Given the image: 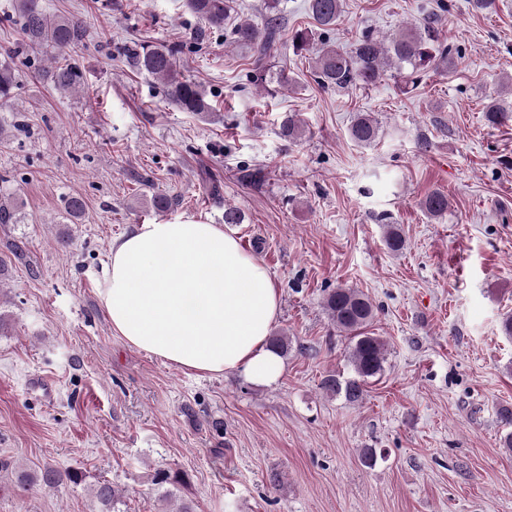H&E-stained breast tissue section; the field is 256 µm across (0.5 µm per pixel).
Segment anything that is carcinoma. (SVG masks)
Returning <instances> with one entry per match:
<instances>
[{
    "instance_id": "obj_1",
    "label": "carcinoma",
    "mask_w": 512,
    "mask_h": 512,
    "mask_svg": "<svg viewBox=\"0 0 512 512\" xmlns=\"http://www.w3.org/2000/svg\"><path fill=\"white\" fill-rule=\"evenodd\" d=\"M280 0H268L261 25L249 20L240 21L230 29L229 35L236 45L252 51L253 79L267 81V62L280 30ZM187 7L211 29L225 28L236 12L234 0H187ZM16 13L20 29L28 42L42 48L57 49L62 55L53 59L45 70V77L63 92H77L83 84L82 73L73 54L84 47L82 21L77 18L54 19L47 15L40 0H17ZM308 10L316 26L327 33L334 30L341 16V0H308ZM460 50L437 37L433 22L428 20L420 27L403 28L385 38L370 32L362 34L349 52H344L324 40L316 49L314 73L323 87L348 88L373 86L387 75L399 76L405 85L416 88L423 74L428 71H451ZM178 49L167 45H145L135 51L137 67L153 76L163 87L165 96L182 112L203 116L211 111L210 104L200 85L185 79L177 64ZM17 81L11 63H0V102L7 103L15 96ZM484 112L492 126L512 122V105L496 97L488 99ZM380 135L378 121L368 113H360L349 127V136L357 144L371 145ZM450 200L442 191L430 192L422 201L426 215L438 220L448 215ZM385 244L392 252H400L406 240L399 229L386 225ZM323 307L336 327L349 340L348 362L353 376L345 378L329 374L321 381L323 392L356 405L366 395V385L384 371L387 348L385 341L366 331L375 317L372 302L355 288L338 286L326 296ZM16 486L24 491L36 483L55 487L70 482L77 484L83 476L76 470H57L51 466L38 473L23 468L14 470ZM155 484L163 487L182 486L185 475L180 471L160 470L154 477ZM93 496L99 512H115L121 492L112 482L103 480L96 484Z\"/></svg>"
}]
</instances>
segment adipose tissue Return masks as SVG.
<instances>
[{"label": "adipose tissue", "mask_w": 512, "mask_h": 512, "mask_svg": "<svg viewBox=\"0 0 512 512\" xmlns=\"http://www.w3.org/2000/svg\"><path fill=\"white\" fill-rule=\"evenodd\" d=\"M98 295L114 333L177 368L233 370L268 386L284 372L269 346L276 285L221 225L192 216L137 225L113 239Z\"/></svg>", "instance_id": "1"}]
</instances>
